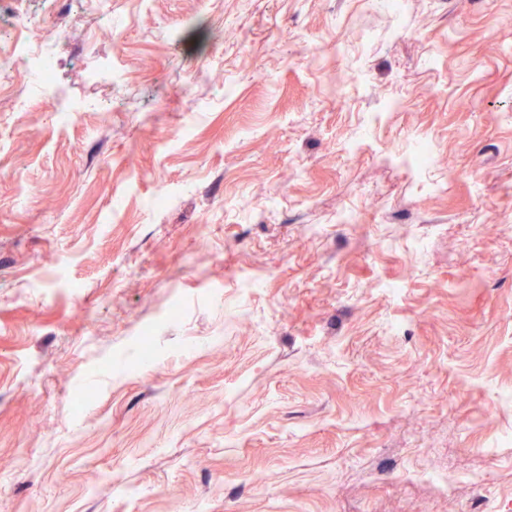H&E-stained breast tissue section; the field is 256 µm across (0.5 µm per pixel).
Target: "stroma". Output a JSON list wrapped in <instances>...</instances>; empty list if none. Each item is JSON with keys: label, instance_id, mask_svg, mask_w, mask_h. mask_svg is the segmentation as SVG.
I'll use <instances>...</instances> for the list:
<instances>
[{"label": "stroma", "instance_id": "1", "mask_svg": "<svg viewBox=\"0 0 512 512\" xmlns=\"http://www.w3.org/2000/svg\"><path fill=\"white\" fill-rule=\"evenodd\" d=\"M0 72V512H512V0H0ZM39 70L29 74V78L40 80L45 86L49 87L53 83L55 61L52 52V45L48 42H42L39 46Z\"/></svg>", "mask_w": 512, "mask_h": 512}]
</instances>
